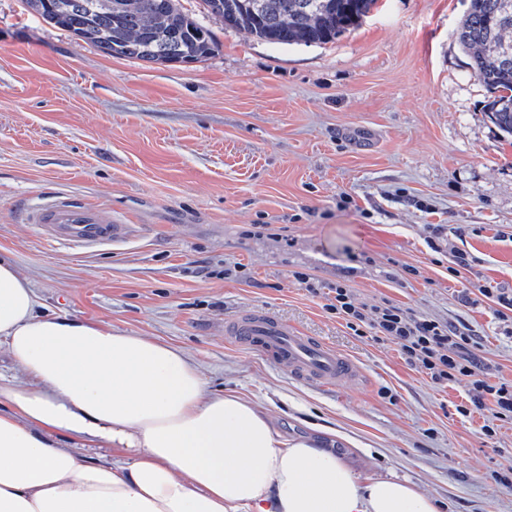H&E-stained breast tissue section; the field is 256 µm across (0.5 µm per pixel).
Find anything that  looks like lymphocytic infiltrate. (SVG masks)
<instances>
[{"mask_svg": "<svg viewBox=\"0 0 512 512\" xmlns=\"http://www.w3.org/2000/svg\"><path fill=\"white\" fill-rule=\"evenodd\" d=\"M326 308L345 320L354 331L367 328L374 335L394 343L406 363L424 373L437 385L445 386L465 377L474 378L470 406H458L462 416L486 411L490 423L486 435H495L498 422L512 421V383H490L477 379L482 360L471 349L473 339L458 326L418 315L389 301L367 305L356 302L343 283L330 287Z\"/></svg>", "mask_w": 512, "mask_h": 512, "instance_id": "1", "label": "lymphocytic infiltrate"}]
</instances>
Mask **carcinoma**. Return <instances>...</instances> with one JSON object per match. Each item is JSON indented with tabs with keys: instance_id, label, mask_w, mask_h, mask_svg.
Here are the masks:
<instances>
[{
	"instance_id": "cac0c4a2",
	"label": "carcinoma",
	"mask_w": 512,
	"mask_h": 512,
	"mask_svg": "<svg viewBox=\"0 0 512 512\" xmlns=\"http://www.w3.org/2000/svg\"><path fill=\"white\" fill-rule=\"evenodd\" d=\"M205 14L273 45L326 44L359 24L377 0H201ZM43 21L108 56L171 65L215 46L179 0H26ZM458 40L494 93L490 112L512 135V0H469Z\"/></svg>"
}]
</instances>
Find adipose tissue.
Instances as JSON below:
<instances>
[{
	"label": "adipose tissue",
	"instance_id": "ef3b65f1",
	"mask_svg": "<svg viewBox=\"0 0 512 512\" xmlns=\"http://www.w3.org/2000/svg\"><path fill=\"white\" fill-rule=\"evenodd\" d=\"M0 512H439L394 477L282 440L174 346L43 312L0 257ZM88 448L119 456L87 462Z\"/></svg>",
	"mask_w": 512,
	"mask_h": 512
}]
</instances>
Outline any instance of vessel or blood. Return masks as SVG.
I'll list each match as a JSON object with an SVG mask.
<instances>
[{"instance_id": "b4317fda", "label": "vessel or blood", "mask_w": 512, "mask_h": 512, "mask_svg": "<svg viewBox=\"0 0 512 512\" xmlns=\"http://www.w3.org/2000/svg\"><path fill=\"white\" fill-rule=\"evenodd\" d=\"M27 221L38 225L49 239L84 247L118 244L136 233L135 225L115 222L104 210L67 199L31 211ZM224 333L235 343L260 351L295 377L326 387L358 372L346 356L263 312H245L228 319Z\"/></svg>"}]
</instances>
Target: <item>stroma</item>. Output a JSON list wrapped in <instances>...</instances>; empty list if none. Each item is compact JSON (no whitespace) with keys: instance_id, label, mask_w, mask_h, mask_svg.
Masks as SVG:
<instances>
[{"instance_id":"obj_1","label":"stroma","mask_w":512,"mask_h":512,"mask_svg":"<svg viewBox=\"0 0 512 512\" xmlns=\"http://www.w3.org/2000/svg\"><path fill=\"white\" fill-rule=\"evenodd\" d=\"M180 3L216 50L165 66L0 0V256L44 311L180 348L209 391L259 403L282 438L334 441L360 478L406 479L443 512H512V422L486 436L485 415L457 411L470 379L432 384L293 278L465 326L482 378L512 382V323L479 292L512 290V136L458 42L468 0H376L334 42L289 46ZM60 197L138 230L117 247L47 241L25 216ZM436 224L450 231L438 253ZM252 310L357 378L327 390L235 344L224 322Z\"/></svg>"}]
</instances>
